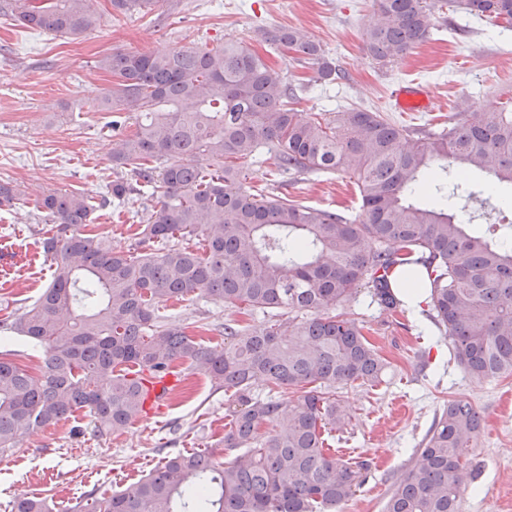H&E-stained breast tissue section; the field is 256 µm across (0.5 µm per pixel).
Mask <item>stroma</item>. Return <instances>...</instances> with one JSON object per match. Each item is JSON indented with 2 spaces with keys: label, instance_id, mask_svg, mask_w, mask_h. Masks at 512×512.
Returning a JSON list of instances; mask_svg holds the SVG:
<instances>
[{
  "label": "stroma",
  "instance_id": "obj_1",
  "mask_svg": "<svg viewBox=\"0 0 512 512\" xmlns=\"http://www.w3.org/2000/svg\"><path fill=\"white\" fill-rule=\"evenodd\" d=\"M98 26L78 39L26 29L0 18V181L22 192L0 210V320L18 318L52 280L42 240L52 227L34 201L49 191L75 192L95 205L96 227L125 250L139 237L158 200L133 193L119 205L101 206L113 180L110 153L121 133L112 113L97 105L112 81L98 62L112 52L163 54L183 46L216 47L234 37L264 51L258 33L290 27L318 42L344 77L317 80V67L295 52L271 55L285 82L296 86L302 115L347 106L382 113L393 123L425 133L440 131L461 113L512 108V25H492L450 4L434 8V27L403 57L382 64L364 49V33L376 16L375 0H158L148 13L113 11L110 0H92ZM420 82L430 91L425 112H395L388 105L394 84ZM248 185L314 208L352 217L360 200L347 176L317 172L280 174L267 151L242 164ZM165 322L187 328L208 345L224 341L219 328L234 320L259 331L270 314L245 312L203 296L160 303ZM345 311L390 366L375 387L342 392L348 416L328 442L337 454L368 459L372 470L339 512H382L395 478L421 448L449 400L471 402L484 418L467 455L481 474L462 496L461 512H512V377L479 380L455 362L447 336L429 319V307L381 311L368 287H360ZM180 385L163 410L140 415L124 431L96 437L85 411L26 437L0 456V512H11L20 495L52 500L54 512H81L89 495H111L178 452L202 451L232 460L223 447L231 395L178 366Z\"/></svg>",
  "mask_w": 512,
  "mask_h": 512
}]
</instances>
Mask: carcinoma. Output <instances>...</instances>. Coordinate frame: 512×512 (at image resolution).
I'll list each match as a JSON object with an SVG mask.
<instances>
[{"instance_id": "cac0c4a2", "label": "carcinoma", "mask_w": 512, "mask_h": 512, "mask_svg": "<svg viewBox=\"0 0 512 512\" xmlns=\"http://www.w3.org/2000/svg\"><path fill=\"white\" fill-rule=\"evenodd\" d=\"M41 2L0 0V16L74 38L99 23L91 0ZM111 2L127 13L154 0ZM459 4L512 23V0ZM432 26L427 0H377L365 49L389 62ZM259 39L318 64L322 81L340 76L319 43L291 28L264 29ZM99 67L116 81L97 109L132 112L136 124L113 144L111 195L121 200L142 184L159 207L123 251L104 232L85 233L94 207L83 196L49 192L37 201L54 223L43 240L52 280L17 320H0V341L16 335L43 347V366L33 375L0 353V455L78 409L100 436L124 430L142 413L145 381L180 361L232 392L223 443L240 455L227 463L168 455L86 512H337L371 463L327 452L324 433L342 420L340 390L376 386L388 368L340 308L366 285L383 310H396L392 277L410 279L419 265L430 271L431 319L463 371L512 375V222L497 219L512 206L499 194L512 188V109L467 112L418 139L367 108L302 119L290 107L296 90L234 38L165 54L114 52ZM263 147L279 172L354 178L360 215L250 192L237 162ZM473 173L490 181L468 189L460 175ZM467 207L486 220L482 233L461 221ZM199 236V251L178 243ZM194 295L284 312L288 322L253 332L229 320L224 346H207L157 314V304ZM482 421L470 402H448L383 512H461L478 477L466 448ZM11 512L51 508L20 496Z\"/></svg>"}]
</instances>
